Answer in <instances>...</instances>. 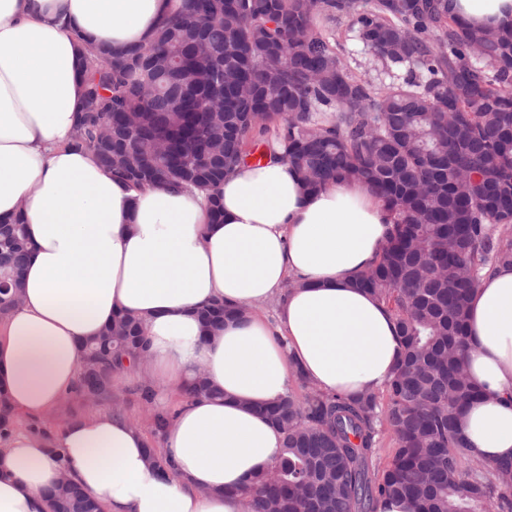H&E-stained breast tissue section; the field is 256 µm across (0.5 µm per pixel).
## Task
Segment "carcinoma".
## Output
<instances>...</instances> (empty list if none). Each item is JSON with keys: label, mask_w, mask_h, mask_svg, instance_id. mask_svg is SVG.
Segmentation results:
<instances>
[{"label": "carcinoma", "mask_w": 512, "mask_h": 512, "mask_svg": "<svg viewBox=\"0 0 512 512\" xmlns=\"http://www.w3.org/2000/svg\"><path fill=\"white\" fill-rule=\"evenodd\" d=\"M349 20L363 45L406 75L354 74L324 24ZM83 103L69 145L134 188L208 194L258 148L291 164L310 192L369 185L389 216L379 258L354 278L395 320L403 353L380 393L292 391L261 411L284 433L272 469L244 490L252 512H368L382 498L417 512H512V463L468 460L462 410L480 397L464 365L471 291L512 265V27L474 28L448 0H182L151 43L81 57ZM31 249L22 218L0 223V319L16 306ZM228 312H201L216 327ZM86 341L75 395L112 401L116 376L145 349L121 316ZM15 413L0 394V441ZM391 461L372 454L379 428ZM50 512H102L76 484Z\"/></svg>", "instance_id": "carcinoma-1"}]
</instances>
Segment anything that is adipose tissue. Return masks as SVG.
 Instances as JSON below:
<instances>
[{
  "mask_svg": "<svg viewBox=\"0 0 512 512\" xmlns=\"http://www.w3.org/2000/svg\"><path fill=\"white\" fill-rule=\"evenodd\" d=\"M179 3L0 0V221L24 216L34 248L23 300L0 321V391L16 412L49 414L73 391L82 341L123 312L144 323L136 375L183 398L163 471L117 411L48 440L13 433L0 443V512H48L45 493L64 477L104 512H247L241 488L274 466L284 439L256 405L299 373L325 393H378L399 359L391 314L351 284L389 229L365 185L311 194L288 162L241 165L215 222L200 194L133 189L69 148L84 45H147ZM448 11L475 27L512 25V0H448ZM217 299L248 315L207 334L198 311ZM271 300L272 320L260 309ZM467 332L468 373L484 392L462 416L467 454L512 462V266L479 280ZM198 371L221 397H186Z\"/></svg>",
  "mask_w": 512,
  "mask_h": 512,
  "instance_id": "1",
  "label": "adipose tissue"
}]
</instances>
